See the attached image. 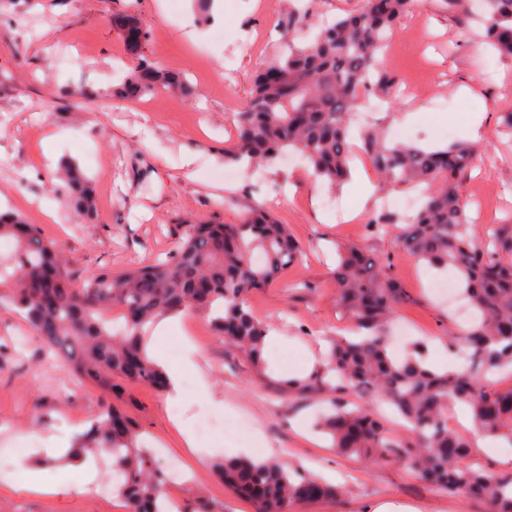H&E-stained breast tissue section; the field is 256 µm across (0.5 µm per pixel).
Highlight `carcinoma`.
Masks as SVG:
<instances>
[{
	"label": "carcinoma",
	"mask_w": 512,
	"mask_h": 512,
	"mask_svg": "<svg viewBox=\"0 0 512 512\" xmlns=\"http://www.w3.org/2000/svg\"><path fill=\"white\" fill-rule=\"evenodd\" d=\"M478 2L483 40L498 56L512 58V0ZM417 6L418 0H362L357 12L318 23L304 41L296 40L298 19L288 21L279 53L258 72L239 112L237 138L224 148V162L272 165L297 153L314 178L334 189L347 179L357 150L371 162L381 188L426 185L414 215L398 220L375 214L368 227L395 235L414 259L459 276L473 316L448 333V346L465 362L439 372L420 343L403 355L391 350L387 326L405 302L403 286L379 260L350 246L339 251L336 301L365 333L355 340L329 338L320 367L280 386L328 401L320 426L341 452L405 460L417 478L442 492L481 499L491 512H512V475L470 461V440L448 426V407L462 403L479 428L512 444V387H494L500 373L512 372V224L474 230L461 184L473 168L475 146L427 150L392 144L375 129L352 144L353 103L366 93L389 92L379 54L399 19ZM159 89L192 94L182 74L146 59L112 94L136 99ZM62 188L76 216L93 213V191L76 165L66 164ZM1 241L10 249L0 251V305L19 311L42 351L105 398L74 451L112 455V485L125 512H166L167 476L141 444L136 424L112 404V379L164 390V371L147 351L148 326L188 311L209 315L215 334L259 367L267 329L245 296L277 280L301 256L302 245L288 225L264 212L240 224H190L166 260L103 271L75 288L60 251L21 215L0 212ZM257 250L259 265L251 262ZM353 392L377 393L407 422L414 441L395 439L370 410L350 404L346 396ZM216 469L255 512H292L337 493L274 460L228 458Z\"/></svg>",
	"instance_id": "carcinoma-1"
}]
</instances>
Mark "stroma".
<instances>
[{
  "label": "stroma",
  "mask_w": 512,
  "mask_h": 512,
  "mask_svg": "<svg viewBox=\"0 0 512 512\" xmlns=\"http://www.w3.org/2000/svg\"><path fill=\"white\" fill-rule=\"evenodd\" d=\"M362 0H215L201 12L194 0H0V200L23 202V214L54 242L68 262L74 285L96 274L125 271L174 253L187 225L238 224L256 210L287 224L304 246L302 256L270 286L252 291L254 315L275 330L262 370L215 335L207 318L190 312L178 329L153 336L150 350L163 365H181L208 393H168L121 381L117 406L139 427L146 447L163 446L186 481L169 488L187 507L197 499L224 512H254L214 473L231 456L271 454L309 472L330 471L336 497L302 504L294 512H373L383 503L406 512H488L484 503L438 491L416 479L407 463L362 460L332 448L315 429L320 406L289 394L280 375L302 370L305 355L319 356L329 336L354 328L336 304L337 247L357 246L388 265L407 301L388 330L428 344V360L459 357L446 347L459 323L456 304L435 295L441 273L418 263L392 236L371 234L368 219L387 212L405 217L399 202L411 189H377L368 160H356L349 183L328 189L303 162H276L260 170L238 168L232 183L219 177L224 149L235 139L237 114L248 101L256 72L280 48L279 30L295 12L334 18L357 10ZM132 14L146 36L131 48L113 25ZM482 26L468 8L448 10L443 0H420L398 23L382 56L393 83L390 95L367 94L352 111L353 125L382 128L393 142L424 149L458 141L476 144L474 168L462 185L476 231L512 224V138L496 136L501 113L512 110V59L485 49ZM81 65H74V58ZM186 74L197 92L189 99L157 91L134 100L112 95L113 86L139 58ZM88 86L97 99L71 91ZM55 136V159L44 140ZM72 162L91 180L96 211L75 219L63 193L54 191L61 165ZM372 183L363 193L361 179ZM338 200L349 212L337 223L325 208ZM58 204L56 219L39 205ZM21 336V350L0 348V512H117V494L100 493L65 470L57 445H73L95 418L100 391L46 359L39 341L9 307L0 306V338ZM195 348L185 365V343ZM224 427L223 438L197 441L206 463L190 464L174 422L193 430L199 417ZM37 440H27L28 432ZM39 462L57 485L48 495H18L4 481L20 464Z\"/></svg>",
  "instance_id": "35a3bbf8"
}]
</instances>
